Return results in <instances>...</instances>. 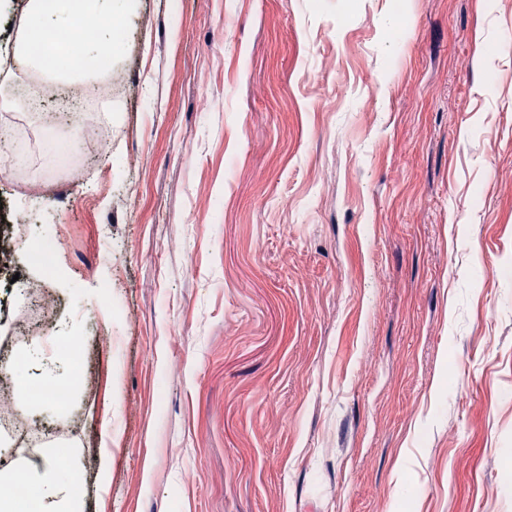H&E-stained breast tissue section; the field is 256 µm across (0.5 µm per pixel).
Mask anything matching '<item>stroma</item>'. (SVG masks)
<instances>
[{"mask_svg":"<svg viewBox=\"0 0 512 512\" xmlns=\"http://www.w3.org/2000/svg\"><path fill=\"white\" fill-rule=\"evenodd\" d=\"M103 53L68 123L48 76L0 108V234L33 209L60 266L8 259V384L36 336L81 342L0 475L64 460L83 512H512V0H137ZM81 128L111 152L46 160Z\"/></svg>","mask_w":512,"mask_h":512,"instance_id":"obj_1","label":"stroma"}]
</instances>
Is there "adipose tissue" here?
Listing matches in <instances>:
<instances>
[{"label":"adipose tissue","mask_w":512,"mask_h":512,"mask_svg":"<svg viewBox=\"0 0 512 512\" xmlns=\"http://www.w3.org/2000/svg\"><path fill=\"white\" fill-rule=\"evenodd\" d=\"M134 10L135 0H25L21 12L24 35L16 43L15 55L26 66L45 68L48 59L71 53L70 44L49 38V31L91 28L98 38L84 42L82 53L97 58L113 22L127 20ZM25 477L35 494V512H79L82 486L76 475H63L47 458L29 466Z\"/></svg>","instance_id":"1"}]
</instances>
